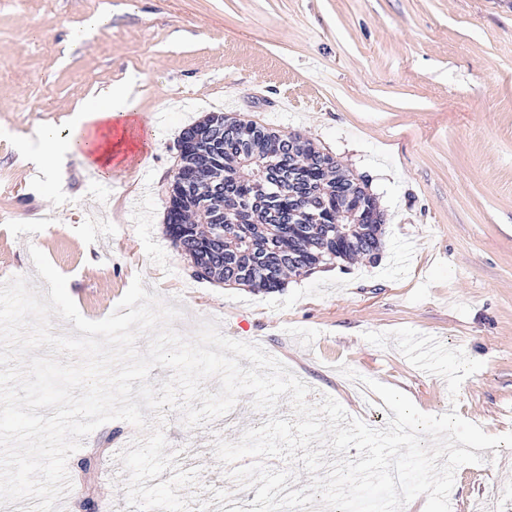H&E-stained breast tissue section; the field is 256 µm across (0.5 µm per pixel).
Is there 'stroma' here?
I'll return each instance as SVG.
<instances>
[{
    "mask_svg": "<svg viewBox=\"0 0 512 512\" xmlns=\"http://www.w3.org/2000/svg\"><path fill=\"white\" fill-rule=\"evenodd\" d=\"M132 84L151 126L111 179L76 156L29 162L77 103ZM208 112L299 133L365 179L386 219L379 258L323 264L276 292L196 279L164 232L166 188L181 130ZM33 246L87 319L138 276L182 308V335L218 320L305 382L308 402L328 395L385 427L390 409L365 411L345 364L424 413L512 431V0H0V282L42 286ZM401 327L482 369L450 399L441 377L363 338ZM266 419L190 430L172 412L164 431L182 469L219 478L214 438ZM138 434L114 420L84 438L64 512H136L114 453ZM480 455L455 474V512H512V448Z\"/></svg>",
    "mask_w": 512,
    "mask_h": 512,
    "instance_id": "obj_1",
    "label": "stroma"
}]
</instances>
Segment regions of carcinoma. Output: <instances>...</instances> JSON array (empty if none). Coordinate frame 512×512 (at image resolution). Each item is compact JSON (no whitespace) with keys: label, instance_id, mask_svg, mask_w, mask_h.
<instances>
[{"label":"carcinoma","instance_id":"1","mask_svg":"<svg viewBox=\"0 0 512 512\" xmlns=\"http://www.w3.org/2000/svg\"><path fill=\"white\" fill-rule=\"evenodd\" d=\"M165 234L199 279L266 292L317 265L379 256L365 182L297 133L209 112L183 128Z\"/></svg>","mask_w":512,"mask_h":512}]
</instances>
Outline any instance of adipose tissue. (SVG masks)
Segmentation results:
<instances>
[{
	"label": "adipose tissue",
	"mask_w": 512,
	"mask_h": 512,
	"mask_svg": "<svg viewBox=\"0 0 512 512\" xmlns=\"http://www.w3.org/2000/svg\"><path fill=\"white\" fill-rule=\"evenodd\" d=\"M135 113L129 103L117 108L108 99L81 102L74 110L69 130L50 128L42 133L40 148L32 161L48 167L77 154L89 161L101 178H111L122 165L127 145L121 130L132 124Z\"/></svg>",
	"instance_id": "obj_1"
}]
</instances>
